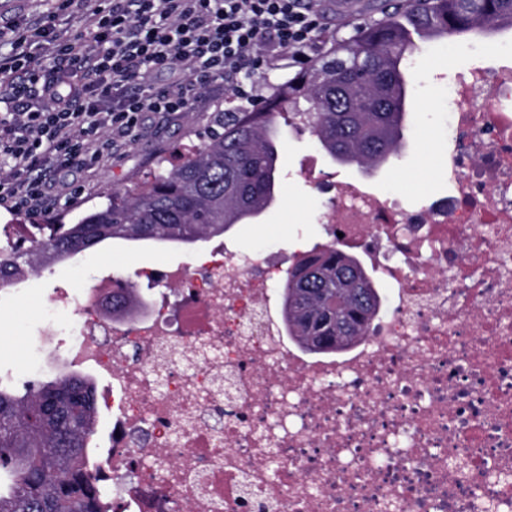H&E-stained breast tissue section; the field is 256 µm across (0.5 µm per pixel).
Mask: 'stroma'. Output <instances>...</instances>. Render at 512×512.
<instances>
[{
    "label": "stroma",
    "instance_id": "stroma-1",
    "mask_svg": "<svg viewBox=\"0 0 512 512\" xmlns=\"http://www.w3.org/2000/svg\"><path fill=\"white\" fill-rule=\"evenodd\" d=\"M348 12L337 11L335 0H322L327 30L317 39V53H324L329 40H346L354 24L381 18L402 0H352ZM60 0H0V15L17 21H35L57 14L56 28L64 36L87 31L85 13L79 5L60 10ZM512 53V28L487 35L474 30L433 42L419 43L412 54L405 81L411 111L403 145L397 157L368 170L354 164L334 162L308 131L284 127L278 159L277 192L273 203L258 217L232 226L228 237L242 249L293 250L324 238L323 215L329 203L313 187L311 168L335 173L339 182L365 181L378 191L394 195L405 210L448 194L445 148L448 128V88L459 74L476 65H491ZM224 84L210 83L194 112L181 118L148 115L137 139L112 161L98 169L73 172L84 185L81 196L60 199L36 215L11 212L0 207V227L7 224H40L60 217L70 224L92 206L105 203L108 195L180 164L195 134L212 113L225 109ZM206 242L174 245L157 242L107 241L73 259L46 269L41 275L15 282L0 291V380L14 390L23 383H48L63 371V358L44 331L41 312L57 288L77 290L95 278L112 275L135 278L143 268H160L191 261L204 251Z\"/></svg>",
    "mask_w": 512,
    "mask_h": 512
}]
</instances>
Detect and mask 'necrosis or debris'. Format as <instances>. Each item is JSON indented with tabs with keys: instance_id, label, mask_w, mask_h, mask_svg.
I'll use <instances>...</instances> for the list:
<instances>
[{
	"instance_id": "necrosis-or-debris-1",
	"label": "necrosis or debris",
	"mask_w": 512,
	"mask_h": 512,
	"mask_svg": "<svg viewBox=\"0 0 512 512\" xmlns=\"http://www.w3.org/2000/svg\"><path fill=\"white\" fill-rule=\"evenodd\" d=\"M449 94L448 196L409 212L315 179L334 247L389 292L343 352L310 358L282 322L296 250L165 266L132 317L108 308L121 277L53 299L47 322L75 317L67 366L103 383L112 512H512V56Z\"/></svg>"
}]
</instances>
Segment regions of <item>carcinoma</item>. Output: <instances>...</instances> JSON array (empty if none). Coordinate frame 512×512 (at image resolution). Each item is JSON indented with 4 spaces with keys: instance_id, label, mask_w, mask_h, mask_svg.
Wrapping results in <instances>:
<instances>
[{
    "instance_id": "obj_1",
    "label": "carcinoma",
    "mask_w": 512,
    "mask_h": 512,
    "mask_svg": "<svg viewBox=\"0 0 512 512\" xmlns=\"http://www.w3.org/2000/svg\"><path fill=\"white\" fill-rule=\"evenodd\" d=\"M512 17V0H411L335 41L295 77L274 87L259 108L217 112L185 160L152 181L112 193L74 224H52L24 250L0 246V286L108 240L193 244L224 235L273 200L278 150L271 129L302 125L334 160L373 168L396 156L401 140L387 125L396 100L407 101L401 63L414 46L406 20L445 38ZM309 107L301 110L300 100ZM282 319L299 346L340 353L358 342L381 309L380 294L353 256L316 250L289 269L280 289ZM145 306L136 288L112 296V312ZM94 390L63 372L24 394L0 384V512H108L91 481L98 462Z\"/></svg>"
}]
</instances>
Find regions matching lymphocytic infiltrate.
<instances>
[{
  "instance_id": "lymphocytic-infiltrate-1",
  "label": "lymphocytic infiltrate",
  "mask_w": 512,
  "mask_h": 512,
  "mask_svg": "<svg viewBox=\"0 0 512 512\" xmlns=\"http://www.w3.org/2000/svg\"><path fill=\"white\" fill-rule=\"evenodd\" d=\"M320 0H111L93 9L90 38L58 34L54 19L26 24L0 58V207L33 212L57 176L97 168L130 145L147 114L193 111L201 87L223 81L230 99L260 101L253 77L282 53L307 58L324 24ZM171 70L164 91L148 74Z\"/></svg>"
}]
</instances>
